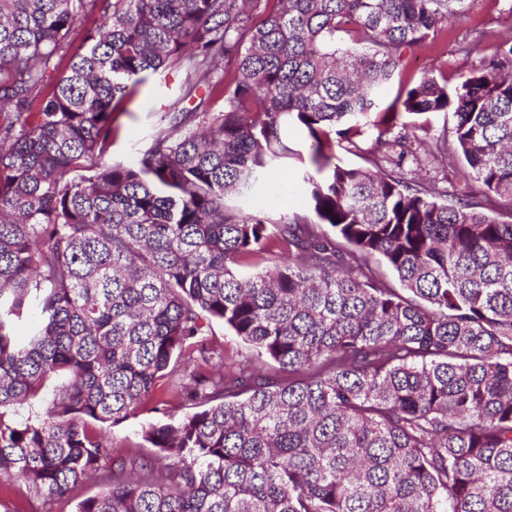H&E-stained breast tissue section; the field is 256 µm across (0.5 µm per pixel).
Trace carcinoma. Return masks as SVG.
Here are the masks:
<instances>
[{
    "instance_id": "1",
    "label": "carcinoma",
    "mask_w": 512,
    "mask_h": 512,
    "mask_svg": "<svg viewBox=\"0 0 512 512\" xmlns=\"http://www.w3.org/2000/svg\"><path fill=\"white\" fill-rule=\"evenodd\" d=\"M463 2L0 0V488L100 477L76 512H512V37L380 110ZM167 68L150 143L106 160ZM290 128L305 211L230 204L299 156ZM419 149L485 202L405 178ZM166 379L190 412L112 456L100 428ZM183 78L182 71L173 69L150 75L144 84L136 87L126 106L127 112L119 116L121 132L110 149L112 158L126 159L147 144L154 130L151 114L169 109L179 95ZM206 330L205 338L208 343L224 348L227 360H242L250 354L248 346L236 336H232L228 330H224V324L221 322H211Z\"/></svg>"
}]
</instances>
